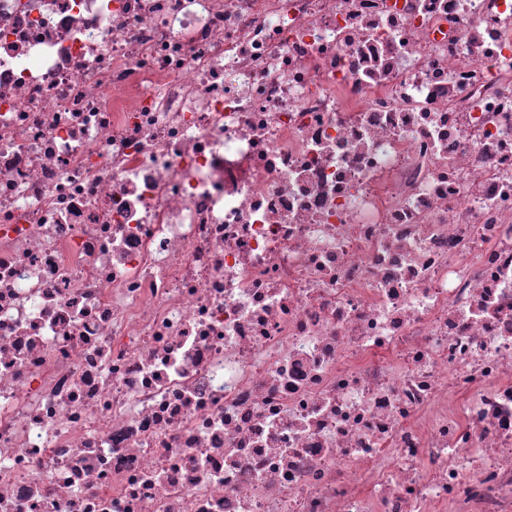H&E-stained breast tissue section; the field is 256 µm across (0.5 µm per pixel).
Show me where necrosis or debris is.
<instances>
[{"instance_id": "obj_1", "label": "necrosis or debris", "mask_w": 512, "mask_h": 512, "mask_svg": "<svg viewBox=\"0 0 512 512\" xmlns=\"http://www.w3.org/2000/svg\"><path fill=\"white\" fill-rule=\"evenodd\" d=\"M0 512H512V0H0Z\"/></svg>"}]
</instances>
